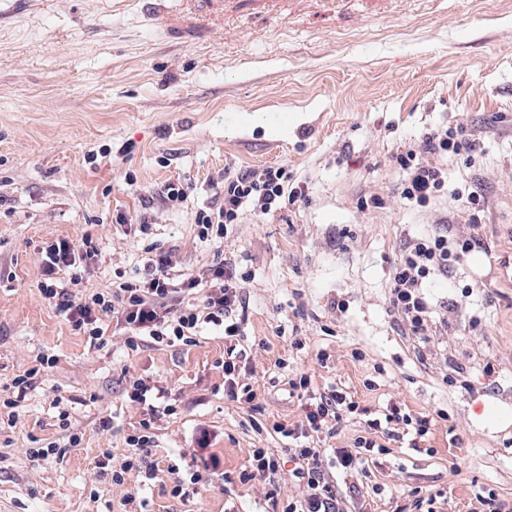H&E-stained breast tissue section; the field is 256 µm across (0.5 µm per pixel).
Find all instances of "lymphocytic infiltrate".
<instances>
[{"label":"lymphocytic infiltrate","mask_w":512,"mask_h":512,"mask_svg":"<svg viewBox=\"0 0 512 512\" xmlns=\"http://www.w3.org/2000/svg\"><path fill=\"white\" fill-rule=\"evenodd\" d=\"M480 149L475 139L464 131L430 127L416 140L399 146L393 156L401 175L393 193L405 206L423 209L443 197L460 202L464 209L483 210L486 197L470 187L449 188L448 170L441 157H462L474 161ZM213 193L209 205L199 209L195 222L199 239L223 237L229 226L245 217L274 216L299 206L308 198L303 182H292L282 166L247 169L236 174H222L210 180ZM474 233H453L439 226L406 238L390 275L389 304L401 318L406 330L421 342H428L435 322L449 324V317L434 319L427 297L431 283L464 265L478 246ZM42 279L39 288L44 298L63 313L72 330L87 336L91 345L106 342L110 324H117L129 337L130 349H137L143 338L156 342L191 343L205 326L221 328L228 347L224 355V390L230 399L252 403L255 393L238 376L245 350L236 346L241 335L239 310L245 305L241 280L235 262L226 261L203 272L182 278L172 274L170 253L157 252L149 257L134 276L117 273L111 288L103 292L76 294L78 285L99 256L92 235H83L80 244L66 238L46 243L41 249ZM206 294L200 304L184 306L186 296L197 289ZM290 395L305 402V425L274 430L294 441L287 454L297 474L306 476L309 492L300 501L289 502L284 512H343L321 470L320 451L310 441L323 427L341 423L354 413L358 404L337 390L318 392L310 376L293 374L288 380ZM127 450L120 465H113L111 451H103L98 465L110 472L113 484L124 481L125 473L147 466L154 435L149 420L125 438Z\"/></svg>","instance_id":"f902f5d3"}]
</instances>
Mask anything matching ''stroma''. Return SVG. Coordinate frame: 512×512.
<instances>
[{"label": "stroma", "instance_id": "stroma-1", "mask_svg": "<svg viewBox=\"0 0 512 512\" xmlns=\"http://www.w3.org/2000/svg\"><path fill=\"white\" fill-rule=\"evenodd\" d=\"M431 125L476 135L474 165L443 164L449 187L478 183L487 206L473 259L427 291L435 306L456 304L455 319L422 344L389 305L392 264L408 234L443 217L459 230L469 222L447 198L411 211L390 196L392 154ZM269 165L305 182L308 201L200 242L194 213L211 201L209 179ZM175 180L189 196L172 208L162 191ZM369 192L385 207L358 211ZM142 216L145 235L133 229ZM86 233L100 256L85 289L142 267L150 246L185 273L235 260L248 276L239 380L256 393L252 408L224 393L226 344L214 329L135 351L115 327L101 347L74 333L40 292L39 249ZM493 260H512V0H393L384 12L290 0L275 17L167 0L161 21L144 0H54L40 15L13 14L0 22V397L36 357L49 366L0 425V512H282L306 479L289 462L275 478L254 475L252 454L287 447L273 423H302L293 373L359 404L320 447L367 433L385 447L364 474L327 467L344 512H408L413 489L433 512H479L490 490L512 505V425L484 423L512 410V279L489 278ZM139 379L171 395L175 412L130 400ZM394 407L429 416L428 434L384 424ZM62 409L81 446L30 458L33 440L62 439ZM146 418L152 476L133 470L112 484L97 461L107 448L123 454ZM373 419L381 428L369 430ZM194 473L189 498L173 496L176 478Z\"/></svg>", "mask_w": 512, "mask_h": 512}]
</instances>
